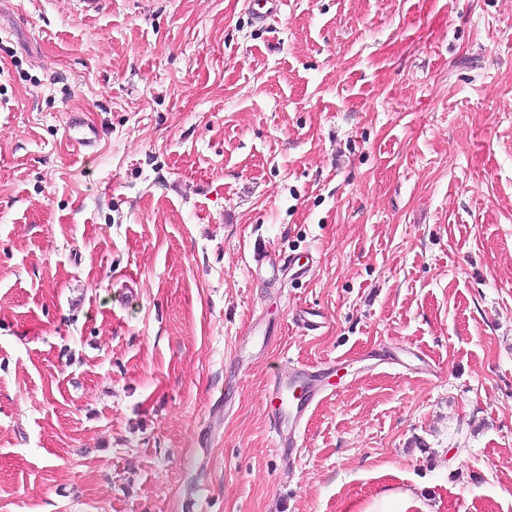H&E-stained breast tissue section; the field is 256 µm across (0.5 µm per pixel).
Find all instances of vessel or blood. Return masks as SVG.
<instances>
[{
    "instance_id": "1",
    "label": "vessel or blood",
    "mask_w": 512,
    "mask_h": 512,
    "mask_svg": "<svg viewBox=\"0 0 512 512\" xmlns=\"http://www.w3.org/2000/svg\"><path fill=\"white\" fill-rule=\"evenodd\" d=\"M318 374V369L304 366L297 377L275 380L266 405L275 421L277 447H285L286 444L296 443L299 439L306 411L325 392Z\"/></svg>"
}]
</instances>
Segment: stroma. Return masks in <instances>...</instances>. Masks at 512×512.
Returning a JSON list of instances; mask_svg holds the SVG:
<instances>
[{
	"mask_svg": "<svg viewBox=\"0 0 512 512\" xmlns=\"http://www.w3.org/2000/svg\"><path fill=\"white\" fill-rule=\"evenodd\" d=\"M381 490L512 512V0H0V512ZM284 258V259H283ZM282 254L276 253V251L265 249L260 257V259L255 260L256 271L259 273H270L272 275L278 271V267L280 262L288 263V267L298 268L296 273H299L301 276L308 274L312 269V263H303L300 264L291 255L283 256ZM322 370L325 369L300 366L297 372L306 376V379L303 380L297 376L287 381L275 380L269 391L266 405L269 415L275 421L274 433L278 448H284L289 443L297 444L306 411L328 390L317 378ZM298 387H301V390L296 397L295 392ZM286 419H288V425H285Z\"/></svg>",
	"mask_w": 512,
	"mask_h": 512,
	"instance_id": "35a3bbf8",
	"label": "stroma"
}]
</instances>
